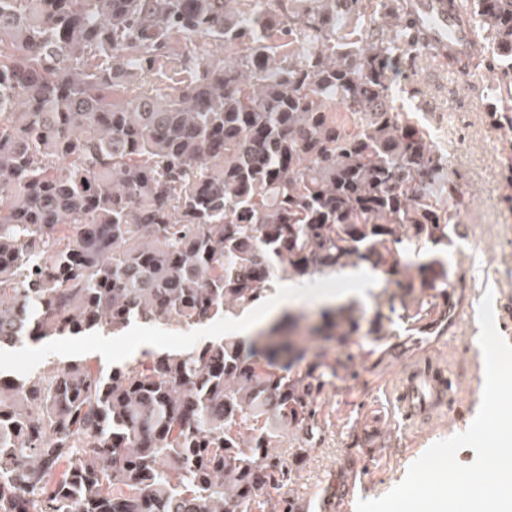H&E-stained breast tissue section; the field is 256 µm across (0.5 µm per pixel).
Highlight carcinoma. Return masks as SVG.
<instances>
[{
    "mask_svg": "<svg viewBox=\"0 0 512 512\" xmlns=\"http://www.w3.org/2000/svg\"><path fill=\"white\" fill-rule=\"evenodd\" d=\"M409 2L0 0V348L223 320L363 265L386 276L372 318L350 301L313 335L449 321L467 197L392 67L511 74L512 0H447L466 51ZM296 327L0 373V512H299L281 449L304 457L336 367Z\"/></svg>",
    "mask_w": 512,
    "mask_h": 512,
    "instance_id": "obj_1",
    "label": "carcinoma"
}]
</instances>
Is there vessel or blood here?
<instances>
[{
  "label": "vessel or blood",
  "mask_w": 512,
  "mask_h": 512,
  "mask_svg": "<svg viewBox=\"0 0 512 512\" xmlns=\"http://www.w3.org/2000/svg\"><path fill=\"white\" fill-rule=\"evenodd\" d=\"M412 10L437 42L454 40L464 45L473 42L472 31L459 26L441 0H412ZM451 390L452 381L446 370L426 364L409 371L397 388L396 400L405 418L416 423L445 406Z\"/></svg>",
  "instance_id": "1"
}]
</instances>
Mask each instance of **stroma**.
Masks as SVG:
<instances>
[{"mask_svg": "<svg viewBox=\"0 0 512 512\" xmlns=\"http://www.w3.org/2000/svg\"><path fill=\"white\" fill-rule=\"evenodd\" d=\"M498 73H451L419 59L398 66L402 93L395 103L414 113L448 159V175L469 203L458 217L460 235L448 247L453 274H465L451 293L460 307L448 327L416 335L407 322L386 324L383 339L354 337L341 347L306 338L337 366L320 407L321 435L307 451L290 492L302 512H356L359 500L380 498L401 482L409 467L435 442L464 432L478 411L484 369L479 345V307L485 295L512 297V114L501 105ZM231 321L191 328L172 321L118 334L90 333L37 342L0 352V369L22 374L91 357L102 364L133 360L146 351L185 350L198 341L234 334ZM451 370L456 401L428 423H405L393 397L401 377L421 359Z\"/></svg>", "mask_w": 512, "mask_h": 512, "instance_id": "1", "label": "stroma"}]
</instances>
